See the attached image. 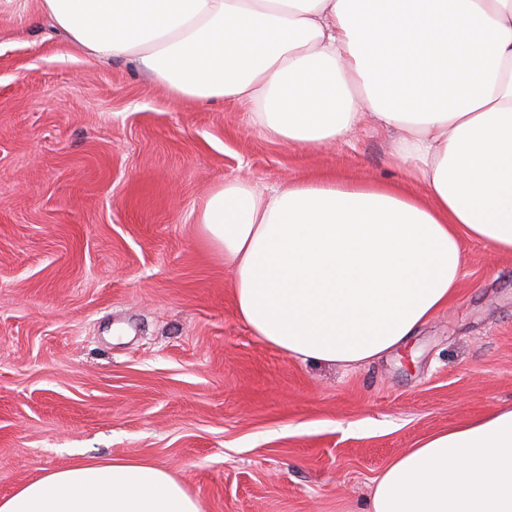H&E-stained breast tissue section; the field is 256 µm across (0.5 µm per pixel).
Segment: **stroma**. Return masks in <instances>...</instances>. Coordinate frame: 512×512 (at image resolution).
<instances>
[{
    "label": "stroma",
    "instance_id": "35a3bbf8",
    "mask_svg": "<svg viewBox=\"0 0 512 512\" xmlns=\"http://www.w3.org/2000/svg\"><path fill=\"white\" fill-rule=\"evenodd\" d=\"M391 134L321 147L85 57L0 0V498L75 459L168 469L204 512H364L424 436L512 406V259L464 241L448 309L355 367L254 336L198 222L224 182L404 181Z\"/></svg>",
    "mask_w": 512,
    "mask_h": 512
}]
</instances>
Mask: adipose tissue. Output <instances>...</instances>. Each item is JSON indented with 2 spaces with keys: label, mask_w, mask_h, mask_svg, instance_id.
Masks as SVG:
<instances>
[{
  "label": "adipose tissue",
  "mask_w": 512,
  "mask_h": 512,
  "mask_svg": "<svg viewBox=\"0 0 512 512\" xmlns=\"http://www.w3.org/2000/svg\"><path fill=\"white\" fill-rule=\"evenodd\" d=\"M88 58L176 96L249 105L286 144L371 123L426 198L387 182L234 180L199 212L236 313L288 357L343 366L406 344L460 286L463 243L512 257V0H41ZM0 512H203L164 468L75 460ZM365 512H512V407L432 433Z\"/></svg>",
  "instance_id": "1"
}]
</instances>
